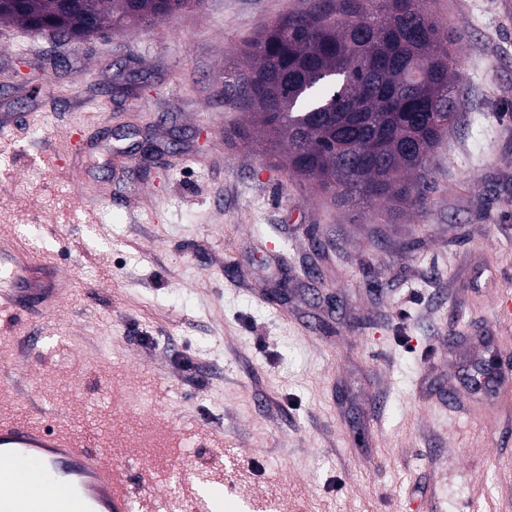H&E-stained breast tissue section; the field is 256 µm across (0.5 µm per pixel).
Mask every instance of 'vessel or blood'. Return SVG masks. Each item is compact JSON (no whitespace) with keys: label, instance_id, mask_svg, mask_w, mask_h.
<instances>
[{"label":"vessel or blood","instance_id":"1","mask_svg":"<svg viewBox=\"0 0 512 512\" xmlns=\"http://www.w3.org/2000/svg\"><path fill=\"white\" fill-rule=\"evenodd\" d=\"M71 291L56 264L0 237V312L45 313ZM0 512H134L125 480L103 450L27 419H0ZM35 475L46 489H29Z\"/></svg>","mask_w":512,"mask_h":512}]
</instances>
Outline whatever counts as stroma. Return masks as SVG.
<instances>
[{
  "instance_id": "stroma-1",
  "label": "stroma",
  "mask_w": 512,
  "mask_h": 512,
  "mask_svg": "<svg viewBox=\"0 0 512 512\" xmlns=\"http://www.w3.org/2000/svg\"><path fill=\"white\" fill-rule=\"evenodd\" d=\"M502 2L423 0L461 36L465 90L427 203L397 208L339 204L237 135L245 41L311 0H201L83 42L1 22L0 230L73 291L0 318V415L92 445L167 433L153 488L182 512L201 469L217 512H512Z\"/></svg>"
}]
</instances>
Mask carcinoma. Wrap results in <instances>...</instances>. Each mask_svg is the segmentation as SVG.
Segmentation results:
<instances>
[{"label":"carcinoma","mask_w":512,"mask_h":512,"mask_svg":"<svg viewBox=\"0 0 512 512\" xmlns=\"http://www.w3.org/2000/svg\"><path fill=\"white\" fill-rule=\"evenodd\" d=\"M201 0H0V19L74 40L155 26ZM315 0L245 42L251 67L231 84L289 169L342 204L416 206L431 149L459 120L460 36L422 0Z\"/></svg>","instance_id":"carcinoma-1"}]
</instances>
